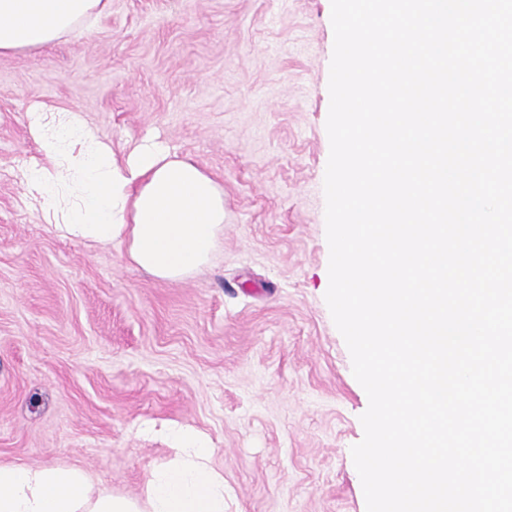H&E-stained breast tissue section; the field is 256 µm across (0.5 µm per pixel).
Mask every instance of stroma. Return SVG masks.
<instances>
[{
  "label": "stroma",
  "instance_id": "35a3bbf8",
  "mask_svg": "<svg viewBox=\"0 0 512 512\" xmlns=\"http://www.w3.org/2000/svg\"><path fill=\"white\" fill-rule=\"evenodd\" d=\"M84 36L0 55V460L78 466L141 496L205 433L224 512H366L367 395L325 301L330 0H107ZM118 160L147 139L209 174L224 227L162 280L49 230L27 191L34 105Z\"/></svg>",
  "mask_w": 512,
  "mask_h": 512
}]
</instances>
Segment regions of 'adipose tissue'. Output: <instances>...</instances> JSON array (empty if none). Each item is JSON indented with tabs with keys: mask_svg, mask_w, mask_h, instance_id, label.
<instances>
[{
	"mask_svg": "<svg viewBox=\"0 0 512 512\" xmlns=\"http://www.w3.org/2000/svg\"><path fill=\"white\" fill-rule=\"evenodd\" d=\"M102 0H0V54L36 49L79 32ZM45 162L26 175L51 231L108 247L175 280L205 264L224 224V195L194 163L160 144L118 162L77 112L29 114ZM165 436L175 457L155 467L144 500L112 494L78 467L0 461V512H224V476L202 434L177 426Z\"/></svg>",
	"mask_w": 512,
	"mask_h": 512,
	"instance_id": "ef3b65f1",
	"label": "adipose tissue"
}]
</instances>
